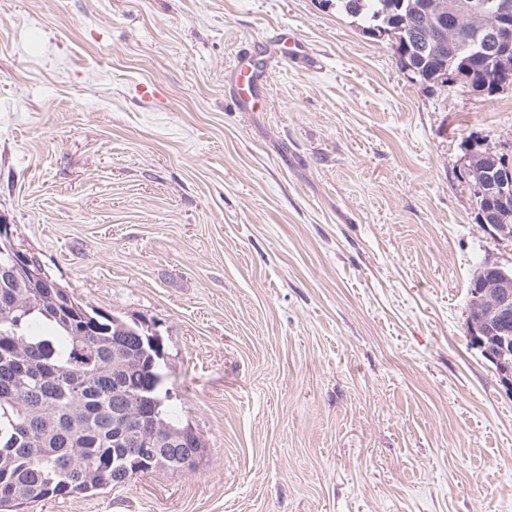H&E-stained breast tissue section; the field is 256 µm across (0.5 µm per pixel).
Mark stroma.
Instances as JSON below:
<instances>
[{"mask_svg":"<svg viewBox=\"0 0 512 512\" xmlns=\"http://www.w3.org/2000/svg\"><path fill=\"white\" fill-rule=\"evenodd\" d=\"M292 29L320 62L237 53ZM512 89L425 83L326 0H0V225L157 335L195 466L19 512H512V392L467 335L468 147ZM269 73L260 69L249 49L241 50L228 71L227 83L234 88L237 103L248 112H259L260 90Z\"/></svg>","mask_w":512,"mask_h":512,"instance_id":"35a3bbf8","label":"stroma"}]
</instances>
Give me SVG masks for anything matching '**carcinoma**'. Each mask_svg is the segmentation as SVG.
<instances>
[{"label": "carcinoma", "instance_id": "cac0c4a2", "mask_svg": "<svg viewBox=\"0 0 512 512\" xmlns=\"http://www.w3.org/2000/svg\"><path fill=\"white\" fill-rule=\"evenodd\" d=\"M336 10L359 19L363 31L395 36L402 64L422 81L454 74L491 96L512 87L500 70L512 69V44L476 56L471 44L490 26L494 0H335ZM452 24L440 35L442 23ZM497 152L483 149L467 164L464 180L476 206V220L493 224L491 196L475 188L482 170L493 168ZM20 253L0 243V512L28 502L90 493L158 470L143 449L117 444L112 432V398L124 395L122 430L137 435L154 425L181 426L166 409L161 390L146 388L157 364L147 332L104 313L61 288H33L10 273ZM173 457L202 452L190 435Z\"/></svg>", "mask_w": 512, "mask_h": 512}]
</instances>
